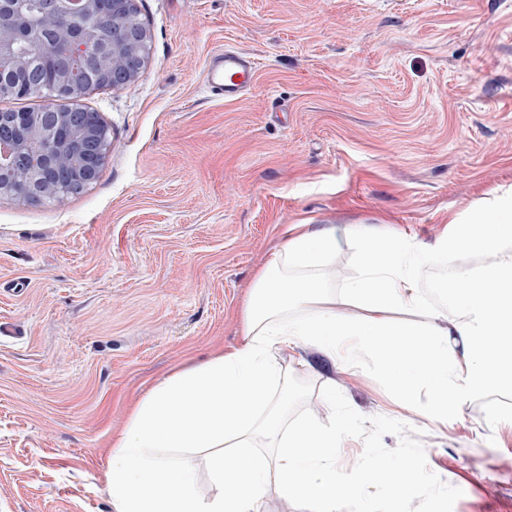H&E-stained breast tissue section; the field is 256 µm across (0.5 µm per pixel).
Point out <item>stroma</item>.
<instances>
[{
  "label": "stroma",
  "mask_w": 512,
  "mask_h": 512,
  "mask_svg": "<svg viewBox=\"0 0 512 512\" xmlns=\"http://www.w3.org/2000/svg\"><path fill=\"white\" fill-rule=\"evenodd\" d=\"M151 32L128 87L93 90L112 152L82 192L0 197V512H112L106 462L130 404L241 340L254 275L296 224L433 244L449 216L512 193V0H136ZM259 63L224 102L204 82L224 46ZM484 254L425 265L452 308ZM289 419L345 416L339 512H389L375 460L411 466L403 512H512V406L455 403L447 426L364 355L278 352Z\"/></svg>",
  "instance_id": "35a3bbf8"
}]
</instances>
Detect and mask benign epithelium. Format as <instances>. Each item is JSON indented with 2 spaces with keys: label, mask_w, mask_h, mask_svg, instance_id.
Here are the masks:
<instances>
[{
  "label": "benign epithelium",
  "mask_w": 512,
  "mask_h": 512,
  "mask_svg": "<svg viewBox=\"0 0 512 512\" xmlns=\"http://www.w3.org/2000/svg\"><path fill=\"white\" fill-rule=\"evenodd\" d=\"M26 0H0V98L21 96L11 73L50 67L54 80L36 112L0 113V195L39 204L66 194L65 178L85 188L95 182L112 151L100 113L68 102L99 86L135 82L149 56L151 34L135 0H43L33 20ZM91 71V80L73 64Z\"/></svg>",
  "instance_id": "7a95c632"
}]
</instances>
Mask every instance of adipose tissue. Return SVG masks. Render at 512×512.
<instances>
[{"mask_svg": "<svg viewBox=\"0 0 512 512\" xmlns=\"http://www.w3.org/2000/svg\"><path fill=\"white\" fill-rule=\"evenodd\" d=\"M482 223L468 228L470 215ZM454 232L423 246L410 238H373L346 227L298 224L257 271L242 311V340L165 378L136 401L126 428L112 436L106 482L114 512H257L270 477L290 496L336 512L342 493L331 459L343 419L285 423L293 388L272 354L306 344L333 357H375L408 397L429 396L424 416L448 419L451 403L471 394L512 391V195L455 213ZM356 244L360 272L335 297L305 270L329 260L341 242ZM467 248L495 264L461 277L457 314L425 305L417 274L431 257ZM344 308H337V301ZM365 307L367 316L346 313ZM398 309L410 323L388 316ZM263 432L279 437L274 458L252 452ZM215 492H197L198 460Z\"/></svg>", "mask_w": 512, "mask_h": 512, "instance_id": "ef3b65f1", "label": "adipose tissue"}]
</instances>
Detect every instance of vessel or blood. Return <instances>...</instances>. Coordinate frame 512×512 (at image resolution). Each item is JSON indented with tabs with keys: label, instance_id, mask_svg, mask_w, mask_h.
I'll list each match as a JSON object with an SVG mask.
<instances>
[{
	"label": "vessel or blood",
	"instance_id": "1",
	"mask_svg": "<svg viewBox=\"0 0 512 512\" xmlns=\"http://www.w3.org/2000/svg\"><path fill=\"white\" fill-rule=\"evenodd\" d=\"M257 72L250 54L228 48L210 57L206 66L207 87L213 95L233 101L252 88Z\"/></svg>",
	"mask_w": 512,
	"mask_h": 512
}]
</instances>
